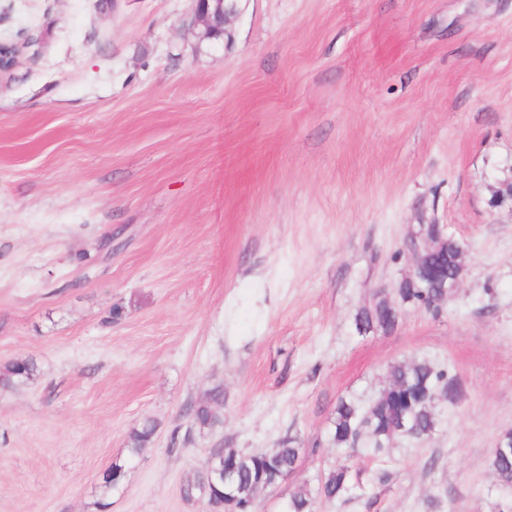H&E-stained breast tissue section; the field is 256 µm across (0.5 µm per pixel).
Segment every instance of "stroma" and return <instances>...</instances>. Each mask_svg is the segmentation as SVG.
<instances>
[{"mask_svg":"<svg viewBox=\"0 0 512 512\" xmlns=\"http://www.w3.org/2000/svg\"><path fill=\"white\" fill-rule=\"evenodd\" d=\"M195 7L0 0L29 43L0 76V366H38L0 389V512H209L180 487L211 448L283 439L303 453L254 512L341 463L361 486L317 512H512V0H244L228 46ZM430 224L463 282L358 334ZM412 360L460 380L436 432L331 448L338 400ZM217 387L221 424L178 441ZM398 319V311L393 312L382 300L373 299L371 303L359 309L355 317V326L359 334L374 330L389 332L397 326ZM38 375V367L30 358L15 359L0 367V388L11 389L32 383ZM154 433L155 427L148 422L134 428L130 433L128 442L130 456H138L142 449L151 443ZM506 448L501 444L500 439L493 448L494 453H506ZM492 453L490 465L499 485L512 489V455H500Z\"/></svg>","mask_w":512,"mask_h":512,"instance_id":"1","label":"stroma"}]
</instances>
